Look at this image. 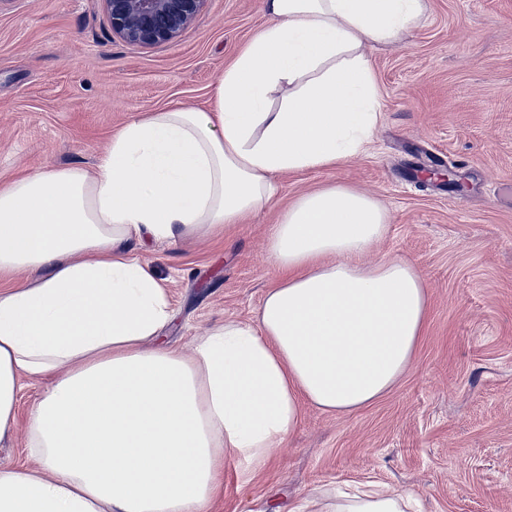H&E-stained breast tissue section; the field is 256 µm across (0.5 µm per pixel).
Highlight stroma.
Listing matches in <instances>:
<instances>
[{
    "instance_id": "stroma-1",
    "label": "stroma",
    "mask_w": 512,
    "mask_h": 512,
    "mask_svg": "<svg viewBox=\"0 0 512 512\" xmlns=\"http://www.w3.org/2000/svg\"><path fill=\"white\" fill-rule=\"evenodd\" d=\"M265 21L262 0H205L181 37L142 45L113 32L103 0H0V186L48 166L92 167L147 113L209 110L225 66ZM366 57L381 117L363 154L278 175L277 198L224 238L202 230L136 251L169 290L163 340L183 351L224 318H255L270 226L323 186L380 202L390 227L369 259L407 258L428 285L426 331L401 382L350 415L305 407L250 483L226 460L213 512H286L341 482L405 486L422 512H512V0H427L419 23L369 43ZM439 151L464 192L416 179ZM44 388L24 380L1 468L35 466L29 419Z\"/></svg>"
}]
</instances>
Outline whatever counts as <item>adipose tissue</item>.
Here are the masks:
<instances>
[{
    "label": "adipose tissue",
    "mask_w": 512,
    "mask_h": 512,
    "mask_svg": "<svg viewBox=\"0 0 512 512\" xmlns=\"http://www.w3.org/2000/svg\"><path fill=\"white\" fill-rule=\"evenodd\" d=\"M267 22L224 71L211 111L128 122L93 169L48 167L0 187V446L21 381H45L29 448L0 468V512H209L224 461L273 460L305 406L351 414L412 367L430 301L417 266L365 261L389 216L343 185L299 196L268 233L273 278L255 321L189 351L159 345L174 312L136 255L270 203L276 174L340 165L378 123L367 42L396 39L426 0H264ZM282 92L272 106L271 96ZM21 268L28 284H12ZM410 491L335 487L290 512H410Z\"/></svg>",
    "instance_id": "ef3b65f1"
}]
</instances>
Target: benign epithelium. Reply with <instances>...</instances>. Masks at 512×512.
Here are the masks:
<instances>
[{"instance_id": "7a95c632", "label": "benign epithelium", "mask_w": 512, "mask_h": 512, "mask_svg": "<svg viewBox=\"0 0 512 512\" xmlns=\"http://www.w3.org/2000/svg\"><path fill=\"white\" fill-rule=\"evenodd\" d=\"M112 30L136 44L179 38L201 11L204 0H103Z\"/></svg>"}]
</instances>
